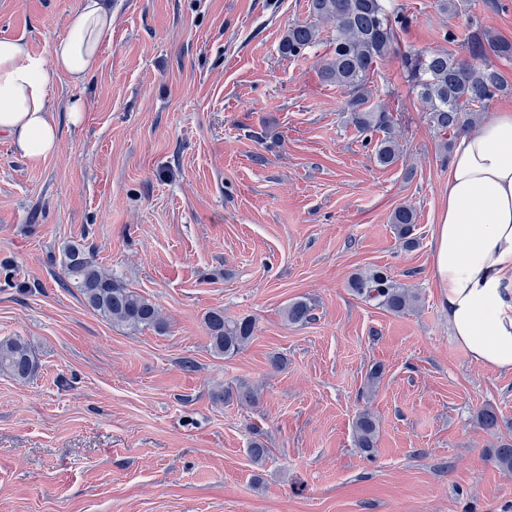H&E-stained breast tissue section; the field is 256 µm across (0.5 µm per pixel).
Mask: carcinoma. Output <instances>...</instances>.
I'll use <instances>...</instances> for the list:
<instances>
[{
    "instance_id": "cac0c4a2",
    "label": "carcinoma",
    "mask_w": 512,
    "mask_h": 512,
    "mask_svg": "<svg viewBox=\"0 0 512 512\" xmlns=\"http://www.w3.org/2000/svg\"><path fill=\"white\" fill-rule=\"evenodd\" d=\"M308 7L311 21L288 26L280 51L290 59H298L319 42L317 22L332 25L330 49L319 67V77L341 90L343 111L349 113L350 122L364 135L365 145L373 146V155L380 165L393 164L401 154L394 136L398 117L390 107L373 101L369 86L371 73L382 61L393 55L400 57L405 78L422 104L429 125L439 134L449 133L454 138L469 131L476 114L485 111L491 100L507 93L512 86L492 61L494 57L511 59L512 42L488 32H472L463 45L464 56L445 48L403 52L399 38L408 25V16L388 7L384 0H308ZM375 132L382 137L374 142ZM390 224L406 246L415 245L412 208H396ZM63 269L87 306L106 321L131 331L162 325L155 302L112 276L83 247L70 245L65 249ZM350 287L394 314L406 313L419 302L414 291L397 284L379 269L354 276ZM285 317L290 323H305L311 319L310 306L302 300L294 301L286 307ZM205 325L211 351L224 357L246 347L255 332L251 318H230L222 309L209 311ZM40 368L36 351L27 340L18 336L0 339V374L26 381ZM217 398L254 403L257 393L241 384L222 390ZM354 432L358 448L372 456L378 437L375 416L368 410L359 412ZM492 460L499 468L512 471V443H502Z\"/></svg>"
}]
</instances>
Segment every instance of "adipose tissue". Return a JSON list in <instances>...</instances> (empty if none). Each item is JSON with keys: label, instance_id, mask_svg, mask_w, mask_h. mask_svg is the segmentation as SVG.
<instances>
[{"label": "adipose tissue", "instance_id": "adipose-tissue-1", "mask_svg": "<svg viewBox=\"0 0 512 512\" xmlns=\"http://www.w3.org/2000/svg\"><path fill=\"white\" fill-rule=\"evenodd\" d=\"M111 40L112 0H81L49 56L0 39V132L31 163L57 148L58 128L47 106L52 75L83 83ZM432 275L454 340L473 362L512 373L511 112L496 113L456 141L435 226Z\"/></svg>", "mask_w": 512, "mask_h": 512}]
</instances>
